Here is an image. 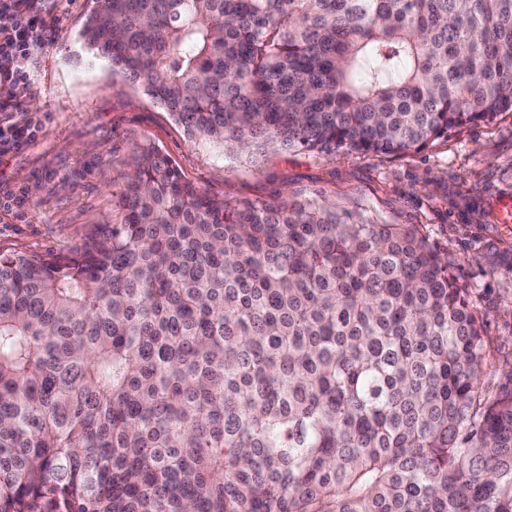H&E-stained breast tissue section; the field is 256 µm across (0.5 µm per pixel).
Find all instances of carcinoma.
Listing matches in <instances>:
<instances>
[{
  "mask_svg": "<svg viewBox=\"0 0 512 512\" xmlns=\"http://www.w3.org/2000/svg\"><path fill=\"white\" fill-rule=\"evenodd\" d=\"M191 138L402 155L512 112V0H93ZM0 254V512H512V388L415 224L214 199L152 145Z\"/></svg>",
  "mask_w": 512,
  "mask_h": 512,
  "instance_id": "obj_1",
  "label": "carcinoma"
}]
</instances>
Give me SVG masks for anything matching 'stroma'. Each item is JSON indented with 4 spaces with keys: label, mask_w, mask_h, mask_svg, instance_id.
Wrapping results in <instances>:
<instances>
[{
    "label": "stroma",
    "mask_w": 512,
    "mask_h": 512,
    "mask_svg": "<svg viewBox=\"0 0 512 512\" xmlns=\"http://www.w3.org/2000/svg\"><path fill=\"white\" fill-rule=\"evenodd\" d=\"M91 0H57L62 30L33 62L24 106L34 139L0 158V252L45 256L81 247L118 222V197L136 147L153 144L214 198L253 203L318 200L382 224H415L447 251L450 272L486 318V379L512 387V231L495 205L512 198V112L453 131L405 155L299 149L229 155L189 139L142 83L110 74L78 38Z\"/></svg>",
    "instance_id": "obj_1"
}]
</instances>
